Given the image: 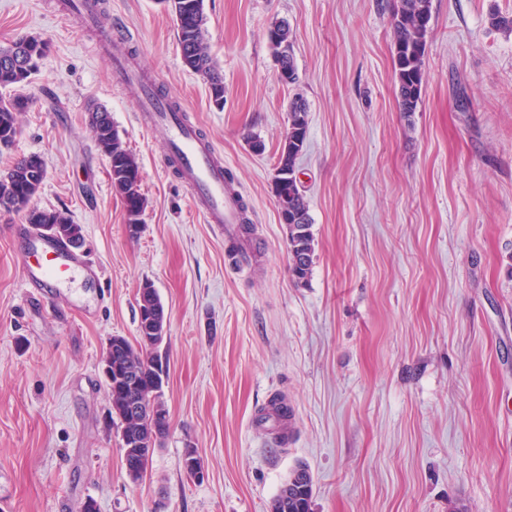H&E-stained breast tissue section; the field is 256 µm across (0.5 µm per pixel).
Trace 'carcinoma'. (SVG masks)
<instances>
[{"label": "carcinoma", "instance_id": "cac0c4a2", "mask_svg": "<svg viewBox=\"0 0 512 512\" xmlns=\"http://www.w3.org/2000/svg\"><path fill=\"white\" fill-rule=\"evenodd\" d=\"M176 18L177 37L184 64L203 75L209 84V95L219 108L224 107V78L216 71L202 37L203 0H161ZM432 19V0H396L392 9V40L395 50L394 69L397 79L399 111H416L422 88L423 64L427 36ZM268 40L275 59L283 60L288 76L283 83L297 81L291 47V31L281 22L269 30ZM45 52V43L29 37L0 50V149L10 148L18 133L19 114L24 111V98L5 93L29 83L38 70V61ZM288 137L280 144L276 163L275 197L281 217L287 220L289 236V267L295 281L308 280L314 255L311 218L304 195L298 188L296 161L308 135L307 107L302 98H295L288 107ZM98 149L109 159L112 189L125 206L129 235L140 234L145 200L140 192V171L134 156L125 148L120 134L105 111H96L90 118ZM45 178L40 157L31 155L17 161L0 177V205L16 211L27 207ZM28 223L37 229L49 227L64 245L74 238H83L82 227L56 211L31 210ZM164 306L153 286H142L138 300V331L142 344L154 350L165 339ZM105 361L112 367V409L110 414L122 424V437L133 448H155L167 431L166 412L160 401L163 366L159 359L136 350L122 336L110 339ZM149 457L140 460L127 457L126 473L133 481L143 478ZM288 495L277 494L272 512H312L313 477L304 465L296 466L286 480Z\"/></svg>", "mask_w": 512, "mask_h": 512}]
</instances>
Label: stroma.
<instances>
[{
    "label": "stroma",
    "instance_id": "35a3bbf8",
    "mask_svg": "<svg viewBox=\"0 0 512 512\" xmlns=\"http://www.w3.org/2000/svg\"><path fill=\"white\" fill-rule=\"evenodd\" d=\"M66 0H0V48L39 37L0 175L39 156L30 208L83 227L100 269L54 302L26 299L17 226L0 208V497L12 512H272L291 470L312 512H512V0H432L421 101L399 111L393 0H203L216 107L157 0H101L97 27ZM288 21L298 81L284 85L268 30ZM224 157L253 231L196 212L163 164L165 141L112 82L98 27ZM309 131L298 185L315 239L292 280L273 177L294 95ZM107 110L140 170L129 236L88 125ZM263 141L255 153L248 137ZM164 305L169 429L144 477L123 465L103 378L112 337L139 345L144 284ZM285 398L290 418H264ZM203 476L188 477L186 451Z\"/></svg>",
    "mask_w": 512,
    "mask_h": 512
}]
</instances>
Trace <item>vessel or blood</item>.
<instances>
[{
  "label": "vessel or blood",
  "mask_w": 512,
  "mask_h": 512,
  "mask_svg": "<svg viewBox=\"0 0 512 512\" xmlns=\"http://www.w3.org/2000/svg\"><path fill=\"white\" fill-rule=\"evenodd\" d=\"M112 74L114 82L139 98L145 125L167 139L170 151L165 164L194 188L195 208L204 222L241 223V200L226 188L221 154L206 145L198 130L180 113L168 111L164 102L153 98L143 76L128 68L121 58H113ZM21 262L24 285L32 298L42 297L44 289L61 287L77 276L96 273L89 259L63 248L50 235L36 231L25 236Z\"/></svg>",
  "instance_id": "vessel-or-blood-1"
}]
</instances>
